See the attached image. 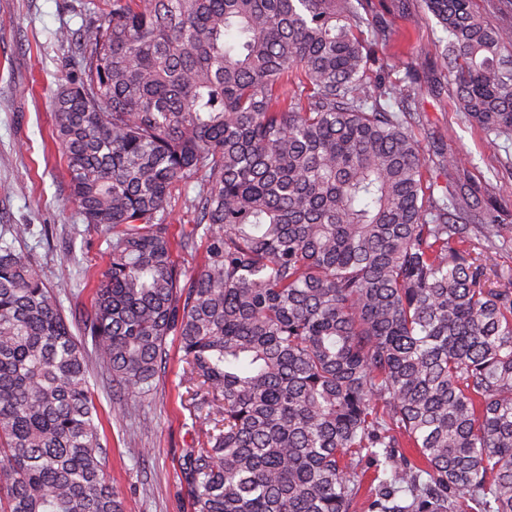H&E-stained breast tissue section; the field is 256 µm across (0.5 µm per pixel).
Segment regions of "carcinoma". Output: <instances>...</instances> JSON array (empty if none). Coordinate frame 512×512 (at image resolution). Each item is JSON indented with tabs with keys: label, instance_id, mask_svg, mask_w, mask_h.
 Listing matches in <instances>:
<instances>
[{
	"label": "carcinoma",
	"instance_id": "cac0c4a2",
	"mask_svg": "<svg viewBox=\"0 0 512 512\" xmlns=\"http://www.w3.org/2000/svg\"><path fill=\"white\" fill-rule=\"evenodd\" d=\"M433 72L512 135V25L424 0ZM372 0H112L52 100L84 223L112 229L83 334L147 395L178 336L206 411L192 512H512V278L481 282L465 168L407 129L420 76L371 85ZM297 78L302 90L281 88ZM444 177L442 195L435 196ZM193 187L174 242L168 200ZM202 249L182 280L174 245ZM90 358L30 254L0 242V512H123Z\"/></svg>",
	"mask_w": 512,
	"mask_h": 512
}]
</instances>
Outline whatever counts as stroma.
I'll list each match as a JSON object with an SVG mask.
<instances>
[{"label":"stroma","mask_w":512,"mask_h":512,"mask_svg":"<svg viewBox=\"0 0 512 512\" xmlns=\"http://www.w3.org/2000/svg\"><path fill=\"white\" fill-rule=\"evenodd\" d=\"M112 0H0V236L16 239L41 269L68 321L79 323L92 306L109 260L110 231L83 223L70 199L66 163L52 138V97L80 74L76 34L104 22ZM393 0H373L392 29L378 47L367 80L402 83L407 68L421 72L413 132L424 154L437 148L461 157L477 200V217L512 224V137L490 143L456 109L451 86L436 85L425 66L440 30L423 20L420 0L407 12ZM69 40H61V32ZM182 353L167 339V358L149 395L113 404L112 381L92 364L88 383L107 443L112 489L125 512H191L180 480L181 453L195 445L200 420L182 396Z\"/></svg>","instance_id":"obj_1"}]
</instances>
